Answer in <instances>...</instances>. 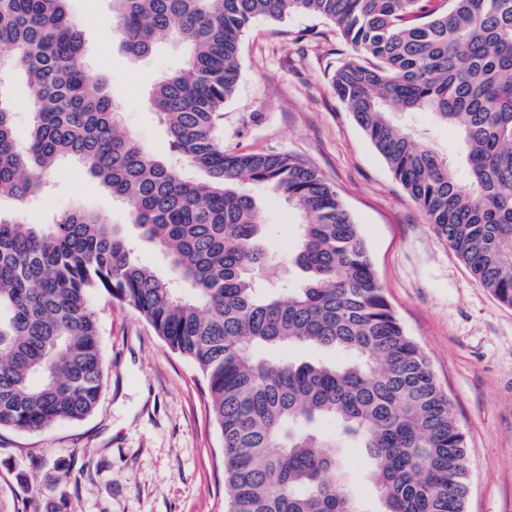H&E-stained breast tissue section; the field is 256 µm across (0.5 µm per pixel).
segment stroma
<instances>
[{
	"instance_id": "35a3bbf8",
	"label": "stroma",
	"mask_w": 512,
	"mask_h": 512,
	"mask_svg": "<svg viewBox=\"0 0 512 512\" xmlns=\"http://www.w3.org/2000/svg\"><path fill=\"white\" fill-rule=\"evenodd\" d=\"M86 39V63L121 103L124 126L147 149L168 152L167 130L148 104L156 81L180 68L175 41L133 60L112 40L111 0H70ZM350 46L335 25L308 14L257 20L241 38L240 79L220 121L227 151L292 155L334 186L368 245L377 277L407 333L428 357L465 433L470 488L466 512H512V307L501 305L438 236L386 161L336 97L331 74ZM405 130L430 131L455 153L458 140L426 112L394 116ZM49 194L25 204L0 199V212L48 224L80 206L122 226L140 261L169 277L166 258L144 240L127 207L78 162L61 163ZM269 262L264 278L299 284L290 263L297 210L259 192ZM105 359L102 398L82 421L35 432L0 431V502L19 512H224L223 441L210 417L205 383L130 306L96 296ZM72 467L55 482L54 461Z\"/></svg>"
}]
</instances>
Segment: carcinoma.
<instances>
[{
    "label": "carcinoma",
    "mask_w": 512,
    "mask_h": 512,
    "mask_svg": "<svg viewBox=\"0 0 512 512\" xmlns=\"http://www.w3.org/2000/svg\"><path fill=\"white\" fill-rule=\"evenodd\" d=\"M67 2L0 0V69L21 64L33 115L21 146L0 89V198L43 194L76 159L127 206L170 278L95 212L44 225L0 213V430L95 412L104 361L93 299L104 294L200 371L227 512H366L344 469L350 444L365 451L378 512H465L464 434L338 193L291 155L224 150L216 128L256 20L333 22L352 49L331 75L336 96L477 284L512 307V0H111L132 58L169 40L185 47L149 98L166 157L112 120L119 103L89 75ZM398 112L454 130L464 177L400 128ZM179 163L206 179L185 178ZM258 189L300 212L296 288L258 278L268 256ZM288 347L317 355L278 356Z\"/></svg>",
    "instance_id": "carcinoma-1"
}]
</instances>
